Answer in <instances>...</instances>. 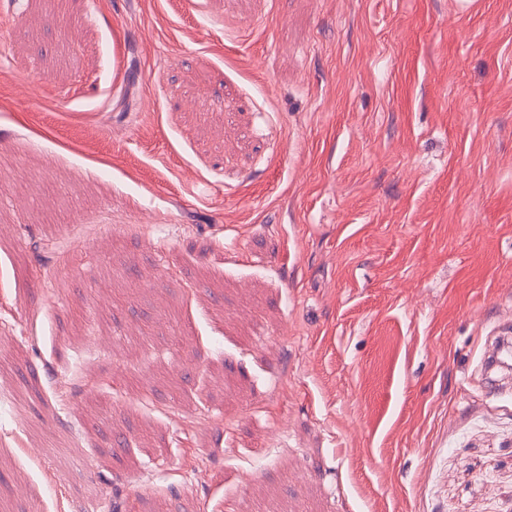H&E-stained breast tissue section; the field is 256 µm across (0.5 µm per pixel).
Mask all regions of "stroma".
I'll return each mask as SVG.
<instances>
[{"label": "stroma", "mask_w": 512, "mask_h": 512, "mask_svg": "<svg viewBox=\"0 0 512 512\" xmlns=\"http://www.w3.org/2000/svg\"><path fill=\"white\" fill-rule=\"evenodd\" d=\"M501 336L512 0H0V512H512Z\"/></svg>", "instance_id": "stroma-1"}]
</instances>
